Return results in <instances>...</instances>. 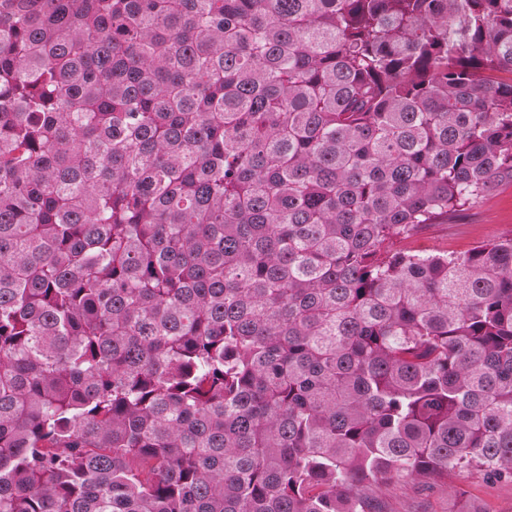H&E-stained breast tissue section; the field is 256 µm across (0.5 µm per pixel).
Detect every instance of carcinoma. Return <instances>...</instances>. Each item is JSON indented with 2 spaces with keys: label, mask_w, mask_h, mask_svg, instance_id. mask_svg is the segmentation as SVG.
Listing matches in <instances>:
<instances>
[{
  "label": "carcinoma",
  "mask_w": 512,
  "mask_h": 512,
  "mask_svg": "<svg viewBox=\"0 0 512 512\" xmlns=\"http://www.w3.org/2000/svg\"><path fill=\"white\" fill-rule=\"evenodd\" d=\"M512 0H0V512H382L512 479ZM512 237V180L498 182L476 206L426 224L396 247L460 254L481 242ZM385 512H512V481L481 471L462 473L448 486H417L402 477L377 492Z\"/></svg>",
  "instance_id": "1"
}]
</instances>
